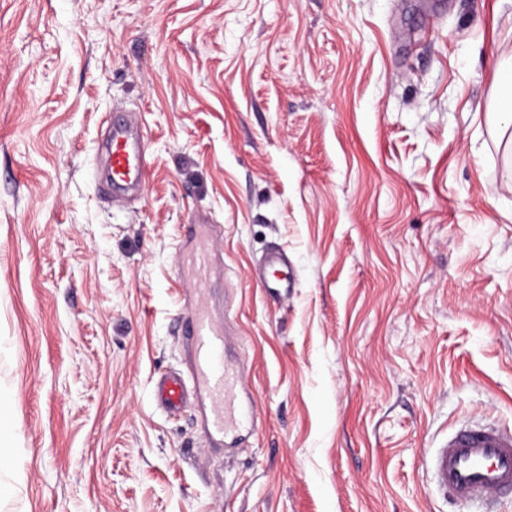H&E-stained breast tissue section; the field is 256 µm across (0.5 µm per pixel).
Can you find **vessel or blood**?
Instances as JSON below:
<instances>
[{
	"label": "vessel or blood",
	"instance_id": "b4317fda",
	"mask_svg": "<svg viewBox=\"0 0 512 512\" xmlns=\"http://www.w3.org/2000/svg\"><path fill=\"white\" fill-rule=\"evenodd\" d=\"M108 175L114 190L144 185L150 167L143 122H131L125 114L112 115L106 139ZM215 241L211 227H189L180 266L194 280H205ZM255 281L271 297L287 295L293 282L283 254L268 251ZM187 341L190 366L184 372L161 375L155 382L154 402L168 413L191 402L203 407V426L213 445L232 448L243 435H254L257 413L247 377L226 355L224 325L199 306L181 323ZM424 466L437 487L462 507H490L503 496L512 497V430L494 425H463L455 429L442 448L426 456Z\"/></svg>",
	"mask_w": 512,
	"mask_h": 512
}]
</instances>
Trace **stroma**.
Wrapping results in <instances>:
<instances>
[{
	"label": "stroma",
	"mask_w": 512,
	"mask_h": 512,
	"mask_svg": "<svg viewBox=\"0 0 512 512\" xmlns=\"http://www.w3.org/2000/svg\"><path fill=\"white\" fill-rule=\"evenodd\" d=\"M509 61L512 0H0V512H464L423 456L512 430ZM113 111L151 162L121 199ZM200 300L257 410L229 455L152 396ZM498 100L501 107L502 121L506 127L512 125V63L499 67L495 73ZM187 224L189 238L187 246L180 251L179 266L196 281H203L210 272V257L215 240L210 237L209 224ZM252 276L273 298L285 296L288 294V288H293L288 265L279 250H269L264 256L262 271Z\"/></svg>",
	"instance_id": "35a3bbf8"
}]
</instances>
